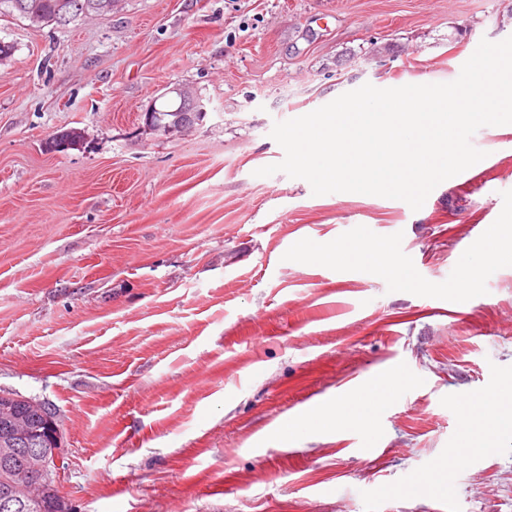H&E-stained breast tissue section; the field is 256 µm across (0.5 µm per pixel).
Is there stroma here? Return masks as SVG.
<instances>
[{
    "label": "stroma",
    "instance_id": "obj_1",
    "mask_svg": "<svg viewBox=\"0 0 512 512\" xmlns=\"http://www.w3.org/2000/svg\"><path fill=\"white\" fill-rule=\"evenodd\" d=\"M512 0H114L0 17V390L51 404L74 512H512V435L449 461L459 406L512 379V263L454 286L475 235L512 236V124L419 210L257 169L278 121L364 84L449 83ZM188 86L202 123L142 114ZM80 144L52 150L54 136ZM387 246L415 280L303 245ZM371 426L282 441L389 369Z\"/></svg>",
    "mask_w": 512,
    "mask_h": 512
}]
</instances>
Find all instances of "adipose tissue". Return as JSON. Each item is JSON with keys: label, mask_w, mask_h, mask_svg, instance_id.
Returning a JSON list of instances; mask_svg holds the SVG:
<instances>
[{"label": "adipose tissue", "mask_w": 512, "mask_h": 512, "mask_svg": "<svg viewBox=\"0 0 512 512\" xmlns=\"http://www.w3.org/2000/svg\"><path fill=\"white\" fill-rule=\"evenodd\" d=\"M405 380L406 377L400 370H391L370 381L353 397H344L336 400L335 403L312 408L303 417L302 422L304 425L320 428L331 420L345 417L354 422L370 424L371 402L392 396ZM498 397V410L494 415H487L484 409L476 404L466 410L465 417L470 424V430L462 436L456 449L457 455L463 457L475 449L481 451L492 449L496 439L505 433L507 428L512 427V384L503 386Z\"/></svg>", "instance_id": "1"}]
</instances>
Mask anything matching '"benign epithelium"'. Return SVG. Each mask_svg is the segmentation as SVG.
I'll return each instance as SVG.
<instances>
[{
    "mask_svg": "<svg viewBox=\"0 0 512 512\" xmlns=\"http://www.w3.org/2000/svg\"><path fill=\"white\" fill-rule=\"evenodd\" d=\"M170 92L176 94L179 105L173 110L161 112L155 106L145 112V122L152 130L163 134L179 132L202 121L207 110L201 99L189 88L175 87ZM0 419L13 427L14 441L26 442L33 433L26 423L13 410L6 407L0 409ZM49 425L50 448L27 449V476L23 481L11 479L0 486V506L11 509L17 504L35 508L42 504V499L29 494V485L38 482L42 485L50 481H58L63 473L66 449L60 444V430L56 421L50 416H44Z\"/></svg>",
    "mask_w": 512,
    "mask_h": 512,
    "instance_id": "1",
    "label": "benign epithelium"
}]
</instances>
